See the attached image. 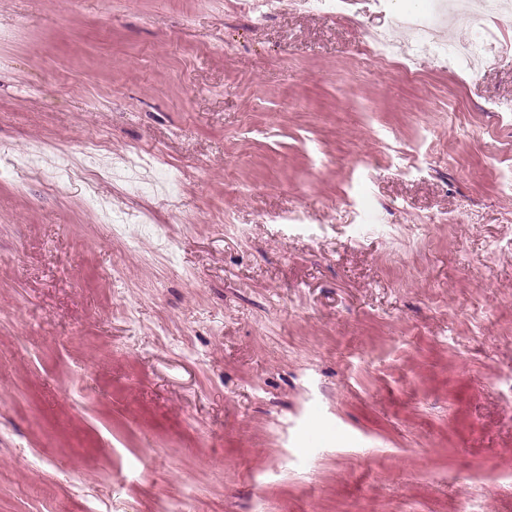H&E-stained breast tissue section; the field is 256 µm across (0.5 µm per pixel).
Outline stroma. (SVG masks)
Listing matches in <instances>:
<instances>
[{
    "label": "stroma",
    "instance_id": "35a3bbf8",
    "mask_svg": "<svg viewBox=\"0 0 512 512\" xmlns=\"http://www.w3.org/2000/svg\"><path fill=\"white\" fill-rule=\"evenodd\" d=\"M429 6L0 0V512H512V22ZM508 0H481L473 5L464 0H433L430 11L421 16L408 15L402 20L413 29L421 31L424 36L448 24L463 26L478 33L482 29L485 17L511 9Z\"/></svg>",
    "mask_w": 512,
    "mask_h": 512
}]
</instances>
